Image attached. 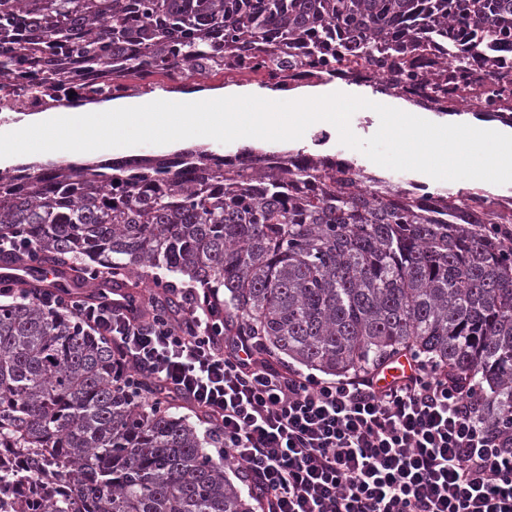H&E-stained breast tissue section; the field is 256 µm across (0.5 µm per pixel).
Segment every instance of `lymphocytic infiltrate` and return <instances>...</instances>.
I'll return each mask as SVG.
<instances>
[{
	"instance_id": "obj_1",
	"label": "lymphocytic infiltrate",
	"mask_w": 512,
	"mask_h": 512,
	"mask_svg": "<svg viewBox=\"0 0 512 512\" xmlns=\"http://www.w3.org/2000/svg\"><path fill=\"white\" fill-rule=\"evenodd\" d=\"M177 314L141 322L127 302L46 290L118 348L162 399L204 410L219 456L246 474L263 512H512V436L481 418L483 394L412 357L408 375L326 379L260 357L198 289Z\"/></svg>"
}]
</instances>
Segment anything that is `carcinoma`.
Instances as JSON below:
<instances>
[{"label":"carcinoma","mask_w":512,"mask_h":512,"mask_svg":"<svg viewBox=\"0 0 512 512\" xmlns=\"http://www.w3.org/2000/svg\"><path fill=\"white\" fill-rule=\"evenodd\" d=\"M454 40L453 86L438 80L437 113L462 114L448 93L484 89L512 110V76L477 77L488 48L512 46V0H0V91L26 62L42 85L56 62L79 59L125 73L178 54L205 76L224 70L221 41L274 70L305 42L306 65L326 66L336 34L352 62L380 60L397 83L417 77L411 57L435 32ZM396 185L360 191L319 163L235 172L207 148L84 164L0 170V239H25L36 260H13L64 295L99 299L156 271L203 284L240 333L267 353L331 375L369 372L402 353L472 380L485 416L512 423L511 214L477 216L459 199L435 219ZM177 415L150 381H126L113 345L66 309L25 291L0 303V445L46 480L44 512L74 487L84 512H257L205 451L206 414Z\"/></svg>","instance_id":"carcinoma-1"}]
</instances>
